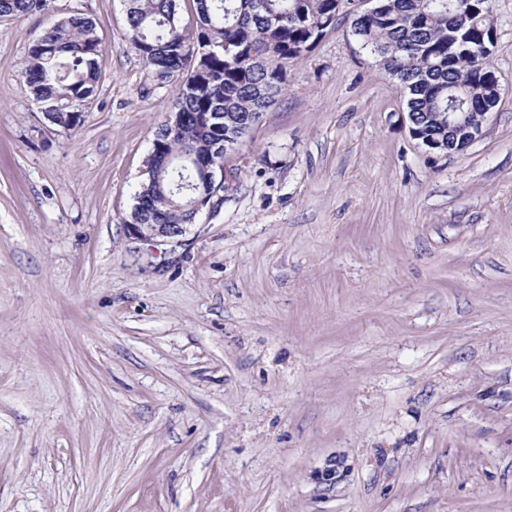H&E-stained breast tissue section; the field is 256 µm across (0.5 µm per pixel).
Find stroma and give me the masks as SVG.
<instances>
[{"instance_id":"stroma-1","label":"stroma","mask_w":512,"mask_h":512,"mask_svg":"<svg viewBox=\"0 0 512 512\" xmlns=\"http://www.w3.org/2000/svg\"><path fill=\"white\" fill-rule=\"evenodd\" d=\"M51 6L0 19V512H512V0L470 147L342 19L176 246L124 226L176 82L123 0ZM73 12L107 56L66 130L19 72Z\"/></svg>"}]
</instances>
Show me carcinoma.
Returning a JSON list of instances; mask_svg holds the SVG:
<instances>
[{
    "instance_id": "carcinoma-1",
    "label": "carcinoma",
    "mask_w": 512,
    "mask_h": 512,
    "mask_svg": "<svg viewBox=\"0 0 512 512\" xmlns=\"http://www.w3.org/2000/svg\"><path fill=\"white\" fill-rule=\"evenodd\" d=\"M128 37L162 81L179 82L171 134L162 125L146 161L130 219L140 224H193L191 200L207 190L203 167L211 145L243 139L266 95L286 91L288 65L340 20L349 0H125ZM50 0H0V18L49 11ZM493 0H375L352 21V33L400 87L414 113L417 140H448V113L475 120L489 111L496 71L492 53L460 45L489 42ZM105 45L81 12L54 21L29 49L20 73L38 108L67 130L99 90ZM205 112L224 122L204 129Z\"/></svg>"
}]
</instances>
